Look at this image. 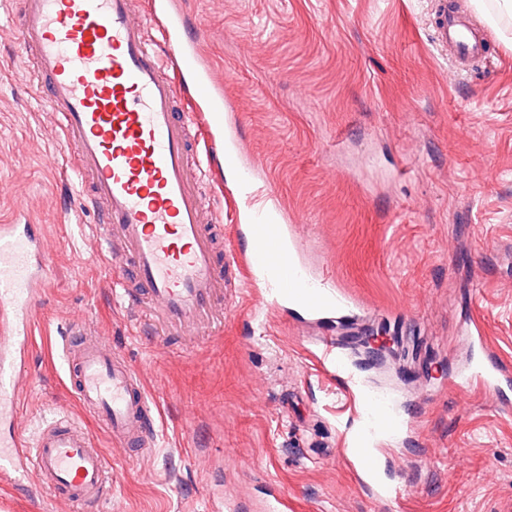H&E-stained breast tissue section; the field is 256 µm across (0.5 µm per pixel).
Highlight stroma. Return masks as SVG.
Segmentation results:
<instances>
[{
	"label": "stroma",
	"mask_w": 512,
	"mask_h": 512,
	"mask_svg": "<svg viewBox=\"0 0 512 512\" xmlns=\"http://www.w3.org/2000/svg\"><path fill=\"white\" fill-rule=\"evenodd\" d=\"M195 17L200 62L224 82V125L267 186L298 261L350 306L346 360L394 394L406 431L399 512H512V412L452 390L475 363L474 314L512 363V18L459 73L434 42L432 0H174ZM20 0H0V223L40 224L57 286L41 307L20 416L35 434L76 415L65 389L66 315L86 314L159 406L157 446L135 457L102 430L112 497L90 512H208L214 492L255 512L274 484L295 512H383L355 481L338 426L351 404L318 372L301 309L264 311L258 277L229 291L205 334L134 337L98 244V214L17 57Z\"/></svg>",
	"instance_id": "stroma-1"
}]
</instances>
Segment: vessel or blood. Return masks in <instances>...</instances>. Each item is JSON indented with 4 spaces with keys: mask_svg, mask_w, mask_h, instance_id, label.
<instances>
[{
    "mask_svg": "<svg viewBox=\"0 0 512 512\" xmlns=\"http://www.w3.org/2000/svg\"><path fill=\"white\" fill-rule=\"evenodd\" d=\"M436 4V40L457 69L466 70L485 53V39L444 11L445 0ZM147 12L161 30L159 43H151L133 0H21L15 32L20 54H36L29 77L72 151L68 166L90 181L82 203L100 216L98 235L115 286L129 307L147 304L165 328L197 336L223 320L224 290L239 273L268 270L277 280L274 300L330 320L345 300L300 264L294 242L247 182H239L237 194L249 212V249L220 256V227L204 217L199 176L207 174L220 191L225 175L242 172L241 152L225 146L214 108L224 99V83L194 70L195 34L169 0H148ZM42 239L36 225L0 224V484L29 479L54 500L90 507L111 496L112 468L87 426L54 418L30 440L18 412L36 300L52 284L53 258ZM465 340L479 360L460 384L497 391L512 383V366L489 344L481 317L472 318ZM310 352L317 370L342 379L353 397L351 421L340 435L357 482L379 504H398L406 488L392 477L381 446L403 430L392 396L365 390L330 332L316 337ZM64 356L81 411L100 421L112 440L155 448V401L84 315L69 320Z\"/></svg>",
    "mask_w": 512,
    "mask_h": 512,
    "instance_id": "vessel-or-blood-1",
    "label": "vessel or blood"
}]
</instances>
